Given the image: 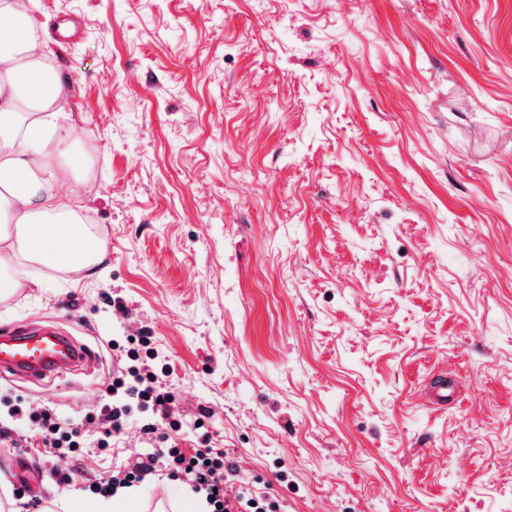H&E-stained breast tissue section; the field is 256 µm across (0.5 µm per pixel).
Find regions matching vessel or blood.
Listing matches in <instances>:
<instances>
[{
  "mask_svg": "<svg viewBox=\"0 0 512 512\" xmlns=\"http://www.w3.org/2000/svg\"><path fill=\"white\" fill-rule=\"evenodd\" d=\"M99 355L74 336L51 326H7L0 329V378L43 381L74 372L91 374ZM435 408L446 407L454 393L447 376L438 377L426 389Z\"/></svg>",
  "mask_w": 512,
  "mask_h": 512,
  "instance_id": "b4317fda",
  "label": "vessel or blood"
}]
</instances>
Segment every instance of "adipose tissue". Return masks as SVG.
Listing matches in <instances>:
<instances>
[{
    "label": "adipose tissue",
    "instance_id": "ef3b65f1",
    "mask_svg": "<svg viewBox=\"0 0 512 512\" xmlns=\"http://www.w3.org/2000/svg\"><path fill=\"white\" fill-rule=\"evenodd\" d=\"M32 26L11 0H0V243L58 267L79 252L82 269L92 271L100 244L82 232L79 207L56 191L55 173L39 160L47 142L66 148L70 137L54 113L62 85L45 69ZM136 500L132 490L91 502L68 496L48 500L44 512H131Z\"/></svg>",
    "mask_w": 512,
    "mask_h": 512
}]
</instances>
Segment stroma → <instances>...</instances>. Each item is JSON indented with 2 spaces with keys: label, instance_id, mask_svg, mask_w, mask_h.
<instances>
[{
  "label": "stroma",
  "instance_id": "1",
  "mask_svg": "<svg viewBox=\"0 0 512 512\" xmlns=\"http://www.w3.org/2000/svg\"><path fill=\"white\" fill-rule=\"evenodd\" d=\"M30 3L95 151L64 177L104 258L16 255L0 327L54 323L102 363L0 380L31 442L0 447V500L165 447L137 408L100 444L108 343L147 331L178 446L226 450L277 512H512V0ZM442 374L460 398L437 410ZM44 405L81 423L73 457L31 427ZM190 488L159 471L140 510L194 512ZM425 394L433 408L448 407V401L453 400L454 397V391L448 387L446 375L438 377L433 384H430Z\"/></svg>",
  "mask_w": 512,
  "mask_h": 512
}]
</instances>
